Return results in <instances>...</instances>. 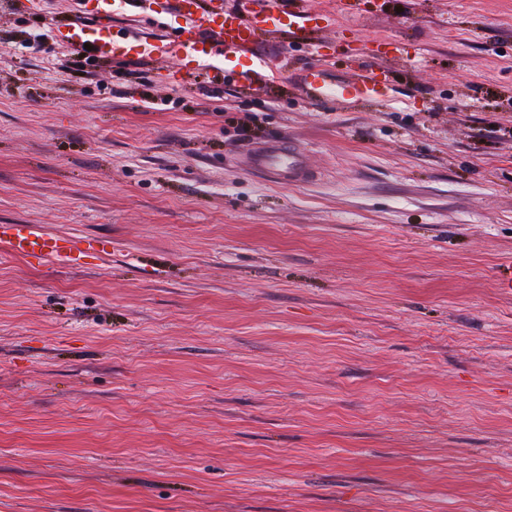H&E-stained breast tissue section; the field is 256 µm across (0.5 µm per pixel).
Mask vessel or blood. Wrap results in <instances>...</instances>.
Returning <instances> with one entry per match:
<instances>
[{"mask_svg": "<svg viewBox=\"0 0 512 512\" xmlns=\"http://www.w3.org/2000/svg\"><path fill=\"white\" fill-rule=\"evenodd\" d=\"M96 23H72L57 35L58 43L73 50L91 46L94 57L135 60L163 58L173 61L182 79L206 72L217 82L234 80L260 90L274 73L268 63L252 53L256 32L296 40L299 31L322 28L320 15L285 11L280 0H262L260 9L215 11L202 8L200 0H167V13L177 23L164 35L148 38L112 26V0H92ZM303 91L313 100L374 99L385 94L381 69H357L347 80L328 81L322 68H309ZM254 170H271L283 183L298 185L312 175L303 154L292 144L275 141L244 159ZM86 243L65 235L43 232L35 224H0V250L58 265H79Z\"/></svg>", "mask_w": 512, "mask_h": 512, "instance_id": "vessel-or-blood-1", "label": "vessel or blood"}]
</instances>
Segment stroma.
Segmentation results:
<instances>
[{"label": "stroma", "instance_id": "35a3bbf8", "mask_svg": "<svg viewBox=\"0 0 512 512\" xmlns=\"http://www.w3.org/2000/svg\"><path fill=\"white\" fill-rule=\"evenodd\" d=\"M282 3L335 24L255 93L0 0V224L111 243L0 253V512H512V0ZM382 69L359 67L347 80L332 83L322 68L313 66L304 74L303 91L308 98L317 101L381 98L386 88ZM245 164L254 170H272L284 184L298 185L312 176L304 155L288 141H275L263 145L244 158Z\"/></svg>", "mask_w": 512, "mask_h": 512}]
</instances>
